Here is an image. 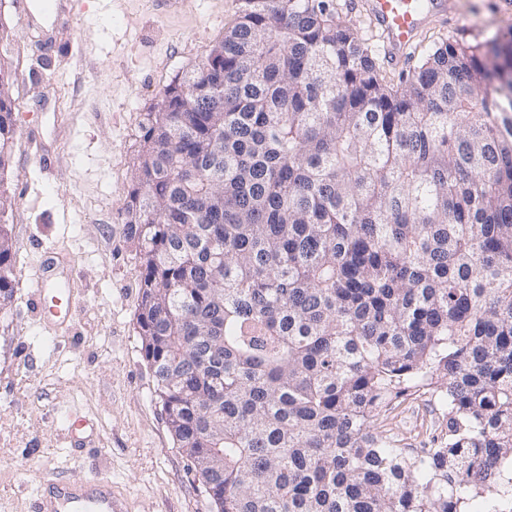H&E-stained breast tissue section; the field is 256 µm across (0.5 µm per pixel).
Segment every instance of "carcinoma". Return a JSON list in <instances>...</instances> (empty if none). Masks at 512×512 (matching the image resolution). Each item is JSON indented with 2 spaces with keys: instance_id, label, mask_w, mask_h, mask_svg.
Here are the masks:
<instances>
[{
  "instance_id": "cac0c4a2",
  "label": "carcinoma",
  "mask_w": 512,
  "mask_h": 512,
  "mask_svg": "<svg viewBox=\"0 0 512 512\" xmlns=\"http://www.w3.org/2000/svg\"><path fill=\"white\" fill-rule=\"evenodd\" d=\"M0 27V170L17 134ZM399 84L333 0H239L148 112L120 212L142 351L217 512H512V62ZM14 243L0 224V310ZM427 391L435 448L374 420Z\"/></svg>"
}]
</instances>
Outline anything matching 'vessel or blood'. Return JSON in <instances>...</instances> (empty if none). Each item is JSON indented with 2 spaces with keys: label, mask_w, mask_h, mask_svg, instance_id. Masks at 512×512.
<instances>
[{
  "label": "vessel or blood",
  "mask_w": 512,
  "mask_h": 512,
  "mask_svg": "<svg viewBox=\"0 0 512 512\" xmlns=\"http://www.w3.org/2000/svg\"><path fill=\"white\" fill-rule=\"evenodd\" d=\"M368 11L382 32L384 57L403 67L410 49L430 17L424 0H368ZM35 303L45 315L64 325L71 321L70 291L62 283H40ZM35 512H124L112 496V483L103 477L85 481L47 480L41 485Z\"/></svg>",
  "instance_id": "1"
}]
</instances>
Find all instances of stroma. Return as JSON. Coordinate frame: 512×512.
I'll return each mask as SVG.
<instances>
[{
    "mask_svg": "<svg viewBox=\"0 0 512 512\" xmlns=\"http://www.w3.org/2000/svg\"><path fill=\"white\" fill-rule=\"evenodd\" d=\"M411 48L419 64L433 43L497 39L512 49L502 0H453ZM80 35L59 30L41 0H0L11 31L17 135L0 190L14 241L13 297L0 311V512H33L44 478L105 473L128 512H215L176 447L141 349L140 266L119 212L141 121L165 87L196 70L237 20L238 0H183L157 14L150 0H67ZM51 166L39 163L41 155ZM68 281V328L34 309L41 264ZM92 418L93 447H72L73 412ZM375 428L408 448L432 447L448 415L419 392L380 415Z\"/></svg>",
    "mask_w": 512,
    "mask_h": 512,
    "instance_id": "stroma-1",
    "label": "stroma"
}]
</instances>
